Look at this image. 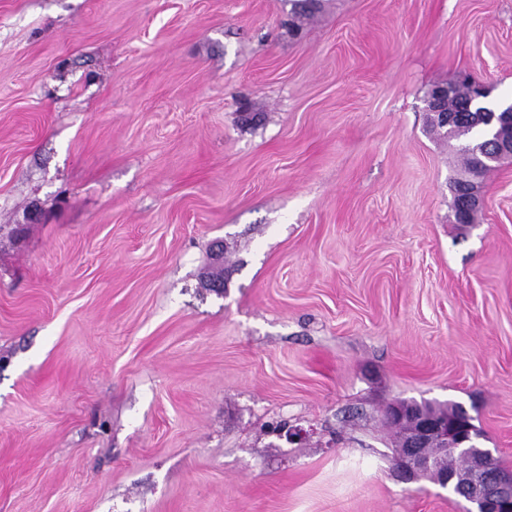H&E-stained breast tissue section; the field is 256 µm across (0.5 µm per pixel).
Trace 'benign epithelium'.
<instances>
[{"label": "benign epithelium", "mask_w": 512, "mask_h": 512, "mask_svg": "<svg viewBox=\"0 0 512 512\" xmlns=\"http://www.w3.org/2000/svg\"><path fill=\"white\" fill-rule=\"evenodd\" d=\"M456 85L436 87L428 102L436 124L453 129L454 114L446 110V103ZM486 142L476 145L474 152L493 151V158H512V104L492 112L485 127ZM467 188V207L457 213L458 222L471 224L480 207L473 179L464 181ZM384 416L389 421H405L400 428L395 456L399 474L410 480L420 475H430L436 470V462L426 449L439 446L443 454H460L467 459L466 467L450 476L443 475L441 482L451 483L464 492L463 498L476 505L478 512H512V474L494 467V456L488 448L480 446L483 432L471 417L437 418L425 410L401 400L388 403Z\"/></svg>", "instance_id": "7a95c632"}]
</instances>
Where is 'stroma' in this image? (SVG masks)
<instances>
[{
  "label": "stroma",
  "mask_w": 512,
  "mask_h": 512,
  "mask_svg": "<svg viewBox=\"0 0 512 512\" xmlns=\"http://www.w3.org/2000/svg\"><path fill=\"white\" fill-rule=\"evenodd\" d=\"M464 74L512 97V0H0V512H469L394 400L512 472V159L457 223L426 103ZM414 405L443 418L401 400L388 403L383 417L390 422H408L400 428L395 456L399 474L410 480L432 474L436 470V462L426 449L438 444L440 448L436 449L441 453H458L467 459L463 470L441 477L445 486L452 483L461 489L464 492L462 497L475 504L478 512H512V474L498 470L500 467L492 451L480 446L484 434L474 424V419L468 414L466 418L448 419V415H460L462 406L456 403L424 402ZM494 460L498 469L494 467Z\"/></svg>",
  "instance_id": "obj_1"
}]
</instances>
